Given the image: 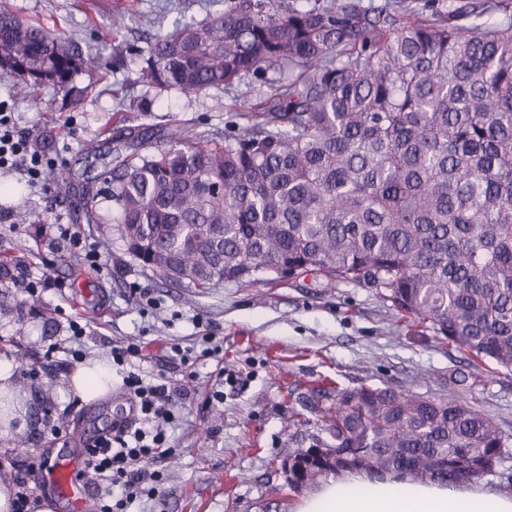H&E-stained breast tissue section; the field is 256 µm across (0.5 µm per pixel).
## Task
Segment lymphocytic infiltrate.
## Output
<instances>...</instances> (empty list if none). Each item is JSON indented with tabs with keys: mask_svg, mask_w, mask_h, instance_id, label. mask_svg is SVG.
Here are the masks:
<instances>
[{
	"mask_svg": "<svg viewBox=\"0 0 512 512\" xmlns=\"http://www.w3.org/2000/svg\"><path fill=\"white\" fill-rule=\"evenodd\" d=\"M19 164L30 182L38 183L44 167L42 154L31 150L12 113L1 112L0 168ZM111 355L113 361L129 367L123 385L130 411L83 450V465L76 477L95 489L94 512H128L139 497H159L164 474L158 465L172 453L169 431L178 425L177 405L188 393L186 386L173 383L164 370L153 373L140 369L141 341L113 345ZM144 461L156 463V470L144 472L140 467Z\"/></svg>",
	"mask_w": 512,
	"mask_h": 512,
	"instance_id": "f902f5d3",
	"label": "lymphocytic infiltrate"
}]
</instances>
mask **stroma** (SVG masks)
I'll list each match as a JSON object with an SVG mask.
<instances>
[{
	"instance_id": "35a3bbf8",
	"label": "stroma",
	"mask_w": 512,
	"mask_h": 512,
	"mask_svg": "<svg viewBox=\"0 0 512 512\" xmlns=\"http://www.w3.org/2000/svg\"><path fill=\"white\" fill-rule=\"evenodd\" d=\"M119 4L133 5L135 13L111 37L105 23ZM218 7L217 0H0V8L22 19L74 32L82 51H100L103 60L101 69L79 74L66 97L49 88L31 94L19 83L0 82V101L14 113L19 131L53 161L49 176L35 186L21 169H0V261H25L37 274L47 259L57 280L34 300L9 277H0V296L12 300L10 309L0 311V358L12 364L18 390H39L64 426L47 439L44 417L27 416L21 428L26 445L11 434L0 437V459L80 456L91 439L126 416L130 403L124 370L110 357L113 342L142 339L143 370L161 368L178 381L184 370L173 360L171 346H189L206 333L223 338L224 369L235 381L225 385L223 404L205 406L215 365L198 366L172 434L175 449L163 496L134 503L130 512H296L300 493L289 490L284 475L269 463L295 448L290 416L296 403L289 390L322 376L343 388L367 382L412 394L452 390L512 434V370L487 372L471 365L466 351L417 335L383 306L375 289L336 286L308 274L280 283L227 282L201 293L188 282H170L143 269L127 253L116 224L86 223L80 195L55 200L52 176H79L88 141L129 125L205 134L227 127L241 106L267 92L261 78L191 95L128 80L134 67L129 46H145L157 29H172L179 18L203 19ZM21 202L33 213L30 223L15 221ZM59 224L75 225L96 244L109 239L102 253L108 270L52 253ZM136 286L149 290L157 308L143 310L131 295ZM73 320L85 329L77 343L87 359L112 373V390L104 399L83 402L63 395L67 371L43 357L48 344L72 347ZM33 366L39 370L35 379L25 374ZM455 377L461 385H452Z\"/></svg>"
}]
</instances>
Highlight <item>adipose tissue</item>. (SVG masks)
I'll list each match as a JSON object with an SVG mask.
<instances>
[{
  "instance_id": "obj_1",
  "label": "adipose tissue",
  "mask_w": 512,
  "mask_h": 512,
  "mask_svg": "<svg viewBox=\"0 0 512 512\" xmlns=\"http://www.w3.org/2000/svg\"><path fill=\"white\" fill-rule=\"evenodd\" d=\"M111 382V373L91 362L72 371L70 389L88 402L106 395ZM365 482L371 484V493L351 496V488ZM467 501L478 504L479 512H512V492L484 485L423 484L389 475L369 481L350 473L323 482L302 499L297 512H463Z\"/></svg>"
}]
</instances>
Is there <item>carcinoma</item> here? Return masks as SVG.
<instances>
[{
	"mask_svg": "<svg viewBox=\"0 0 512 512\" xmlns=\"http://www.w3.org/2000/svg\"><path fill=\"white\" fill-rule=\"evenodd\" d=\"M136 47L132 81L186 93L272 72L224 142L151 127L85 146L82 209L112 202L128 253L198 288L270 269L369 285L476 359L512 368V0H227ZM100 67L72 34L0 9V81L67 96ZM297 449L343 472L477 482L512 435L458 396L326 378Z\"/></svg>",
	"mask_w": 512,
	"mask_h": 512,
	"instance_id": "carcinoma-1",
	"label": "carcinoma"
}]
</instances>
